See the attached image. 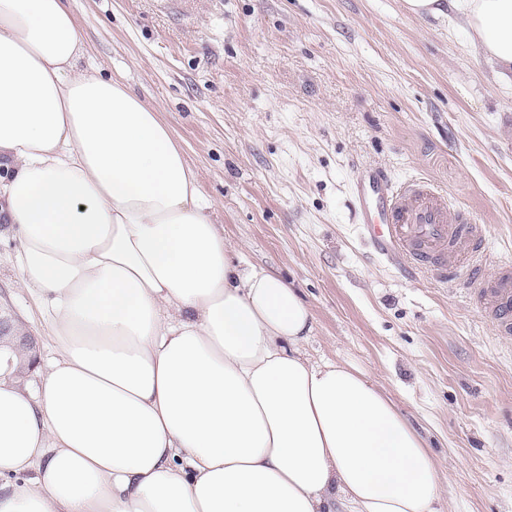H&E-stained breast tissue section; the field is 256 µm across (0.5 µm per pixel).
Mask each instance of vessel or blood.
I'll use <instances>...</instances> for the list:
<instances>
[{
  "instance_id": "vessel-or-blood-1",
  "label": "vessel or blood",
  "mask_w": 512,
  "mask_h": 512,
  "mask_svg": "<svg viewBox=\"0 0 512 512\" xmlns=\"http://www.w3.org/2000/svg\"><path fill=\"white\" fill-rule=\"evenodd\" d=\"M354 201L357 231L387 260L423 268L435 265L439 279H447L449 246H456L454 262L474 265L481 251L478 225L449 206L425 182L393 183L382 172L356 182ZM476 294L491 312L489 327L498 337L512 335V278L502 277L492 287L478 285Z\"/></svg>"
}]
</instances>
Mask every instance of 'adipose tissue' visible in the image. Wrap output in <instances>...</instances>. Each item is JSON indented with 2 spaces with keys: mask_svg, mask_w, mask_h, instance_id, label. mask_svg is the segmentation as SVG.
<instances>
[{
  "mask_svg": "<svg viewBox=\"0 0 512 512\" xmlns=\"http://www.w3.org/2000/svg\"><path fill=\"white\" fill-rule=\"evenodd\" d=\"M404 5L512 70V0ZM84 56L66 0H0V197L57 350L33 395L0 356V512H438L408 420L304 356L298 290L233 261L169 126Z\"/></svg>",
  "mask_w": 512,
  "mask_h": 512,
  "instance_id": "adipose-tissue-1",
  "label": "adipose tissue"
}]
</instances>
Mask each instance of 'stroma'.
<instances>
[{
	"label": "stroma",
	"instance_id": "stroma-1",
	"mask_svg": "<svg viewBox=\"0 0 512 512\" xmlns=\"http://www.w3.org/2000/svg\"><path fill=\"white\" fill-rule=\"evenodd\" d=\"M85 56L173 130L226 243L297 288L311 361L378 384L442 477L441 512H512V335L471 299L512 263V72L461 18L403 0H68ZM432 183L484 234L451 283L381 259L356 230L355 177ZM0 221V308L54 354Z\"/></svg>",
	"mask_w": 512,
	"mask_h": 512
}]
</instances>
